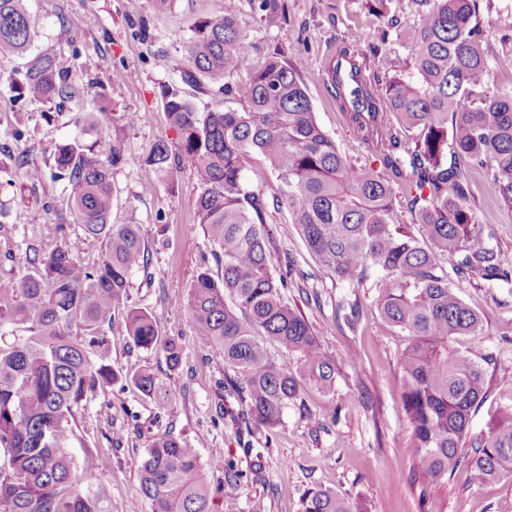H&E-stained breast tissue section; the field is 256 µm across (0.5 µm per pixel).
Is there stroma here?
I'll return each instance as SVG.
<instances>
[{
	"label": "stroma",
	"instance_id": "obj_1",
	"mask_svg": "<svg viewBox=\"0 0 512 512\" xmlns=\"http://www.w3.org/2000/svg\"><path fill=\"white\" fill-rule=\"evenodd\" d=\"M44 16V25L29 54L56 55L71 82L93 93L82 103H32L0 85V278L18 275L26 251L45 254L58 239L54 225L71 224L83 237L78 259L95 264L105 241L84 238L69 210L70 189L64 181H26L19 158L45 166L59 145L68 142L87 113L98 115L102 129L116 136L133 164L111 170L112 216L115 224L143 229L148 265L131 276V302L152 312L161 336L178 338L183 363L169 370L163 355L136 346L128 337L122 314L106 329L104 357L118 378L108 391L88 398L67 422L73 436L68 448L74 463L85 454L99 457L100 468L80 478L78 491L97 500L99 512H154L139 494V466L151 438L172 434L197 448L202 460L212 449L224 451V466L205 468L215 512H302L308 491L329 489L344 497L356 512H512V480L479 484L467 465L447 481L428 483L415 476L406 452L411 428L403 407L401 361L410 336L380 325L379 294L374 282L355 290L330 279L308 253L295 225L274 207L279 181L268 162L252 155L246 164L248 182L270 200L267 222L278 250L276 262L293 258L308 278L303 288L286 290L314 326L323 350L336 360L332 392L305 385L299 399L284 411L273 430L247 428L224 413L239 408L237 395L224 386L233 380L210 344L197 336L183 304L212 246L195 221L197 181L187 159H180L174 182L161 179L139 162L161 140L178 141L163 112L162 90L176 82L172 70L195 26L222 0H28ZM286 18L269 26L261 22L258 0H239L253 39L280 43L301 52L309 65L304 80L321 128L351 162H372L373 156L347 124L323 80V60L335 42L369 48L379 40L382 22L367 0H286ZM399 36L390 38L376 61L380 81L412 79L416 69L410 38L418 18L412 0H390ZM480 23L486 32L489 58L487 87L512 92V49L501 36L512 28V0H480ZM138 120L125 126L122 113ZM467 206L477 224L492 229L501 264L512 270V208L501 200L486 172L469 169ZM51 207L49 222L32 216ZM464 302L484 324L483 335L459 336V350L488 354L487 391L471 415L470 437L488 434L512 411V285L479 278H452ZM359 296L364 309L357 329L338 313L344 299ZM153 372L171 390L167 411L156 406L132 382L139 372ZM290 471H283V464Z\"/></svg>",
	"mask_w": 512,
	"mask_h": 512
}]
</instances>
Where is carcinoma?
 Returning <instances> with one entry per match:
<instances>
[{
  "mask_svg": "<svg viewBox=\"0 0 512 512\" xmlns=\"http://www.w3.org/2000/svg\"><path fill=\"white\" fill-rule=\"evenodd\" d=\"M419 22L411 54L417 78H394L385 93L372 63L386 44L365 51L336 44L325 63L326 83L347 123L380 163V168L347 160L320 127L304 82V57L281 44L264 48L250 37L236 0L204 18L173 64L182 83L239 95L241 108L197 111L181 88L162 91L163 110L180 139L161 141L142 158L124 155L112 141L103 157L85 143L99 133L88 115L80 136L59 146L52 176L70 186V209L87 238L106 240L101 260L81 264L82 239L70 225H56L60 244L49 254L27 259L32 269L0 279V324H20L24 335L0 346V512H98L96 501L73 490L74 462L67 452V417L97 391L117 380L112 366L91 356L106 349L103 326L130 301L131 274L147 267L139 224H113L110 168L134 163L174 180L172 157H186L197 175L195 215L220 263L205 265L185 300L196 330L237 374L234 391L241 414L255 425L277 426L288 405L300 397L298 376L330 392L336 364L323 351L312 325L282 293L305 274L287 260L274 263V237L267 206L244 174L251 152L270 163L280 181L279 206L297 229L320 268L352 288L381 274L379 318L385 328L413 338L402 359L404 409L412 429L406 448L417 473L437 483L462 458L472 410L483 399L487 356L474 357L451 346L457 336H479L483 321L449 285L478 275L512 280L502 268L494 233L475 229L465 204V172L481 168L502 200L512 207V94L485 90L489 60L477 0H412ZM268 25L286 16V0H259ZM44 16L26 0H0V58L29 51ZM18 97L47 103L79 100L55 57L39 55L7 79ZM416 177L410 201L424 232L393 218L395 185ZM341 308L350 325L362 317L359 298ZM127 328L134 343L159 348L170 369L181 365L178 342L159 335L152 313L131 308ZM298 359L297 372L277 363L268 345ZM134 385L158 410L170 393L154 374ZM472 478L478 483L512 478V413L472 446ZM140 493L154 512H212L209 487L197 449L168 434L156 435L140 464ZM304 512H351L330 490H315Z\"/></svg>",
  "mask_w": 512,
  "mask_h": 512,
  "instance_id": "cac0c4a2",
  "label": "carcinoma"
}]
</instances>
